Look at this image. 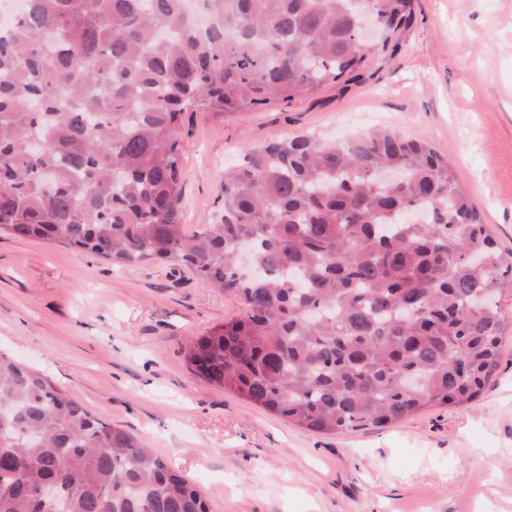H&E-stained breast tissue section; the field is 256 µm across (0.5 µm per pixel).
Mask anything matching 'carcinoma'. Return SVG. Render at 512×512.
<instances>
[{"instance_id":"carcinoma-1","label":"carcinoma","mask_w":512,"mask_h":512,"mask_svg":"<svg viewBox=\"0 0 512 512\" xmlns=\"http://www.w3.org/2000/svg\"><path fill=\"white\" fill-rule=\"evenodd\" d=\"M182 2L29 0L0 28V236L186 267L236 297L241 315L192 342L188 367L312 433L477 399L512 338L496 303L512 251L426 139L270 140L224 171L197 230L179 206L196 113L349 81L412 0H197L204 25ZM46 481L64 512H210L134 434L0 353V512H59Z\"/></svg>"}]
</instances>
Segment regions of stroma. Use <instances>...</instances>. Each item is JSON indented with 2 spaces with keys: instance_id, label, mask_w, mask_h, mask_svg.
Masks as SVG:
<instances>
[{
  "instance_id": "35a3bbf8",
  "label": "stroma",
  "mask_w": 512,
  "mask_h": 512,
  "mask_svg": "<svg viewBox=\"0 0 512 512\" xmlns=\"http://www.w3.org/2000/svg\"><path fill=\"white\" fill-rule=\"evenodd\" d=\"M394 57L290 104L198 113L184 138L188 230L225 167L271 139L375 126L448 161L512 250V0H414ZM241 307L189 270L121 268L52 242L0 238V352L199 487L211 512H512V344L471 403L386 427L315 434L211 385L184 353Z\"/></svg>"
}]
</instances>
